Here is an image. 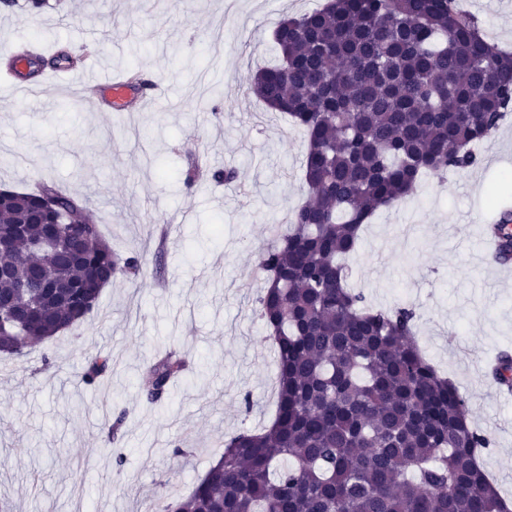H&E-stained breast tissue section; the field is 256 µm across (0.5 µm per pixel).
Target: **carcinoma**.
Listing matches in <instances>:
<instances>
[{
  "label": "carcinoma",
  "mask_w": 512,
  "mask_h": 512,
  "mask_svg": "<svg viewBox=\"0 0 512 512\" xmlns=\"http://www.w3.org/2000/svg\"><path fill=\"white\" fill-rule=\"evenodd\" d=\"M277 62L251 92L308 138L309 201L273 235L260 316L275 342L277 410L243 431L189 495L146 512H508L478 461L491 444L466 397L414 340L408 305L375 308L351 288L343 258L374 213L416 194L428 172L480 162L512 113V53L454 0H327L273 33ZM87 201L55 184L0 189V353L14 357L85 320L100 277L142 269L88 217ZM512 210L485 226L512 260ZM188 367L169 350L139 392L161 402ZM111 368L88 359L95 386ZM488 377L512 388V352Z\"/></svg>",
  "instance_id": "obj_1"
}]
</instances>
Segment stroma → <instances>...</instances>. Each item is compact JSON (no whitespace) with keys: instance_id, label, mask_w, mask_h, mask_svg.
<instances>
[{"instance_id":"obj_1","label":"stroma","mask_w":512,"mask_h":512,"mask_svg":"<svg viewBox=\"0 0 512 512\" xmlns=\"http://www.w3.org/2000/svg\"><path fill=\"white\" fill-rule=\"evenodd\" d=\"M325 0H49L0 12V62L21 42L89 57L99 71L137 69L164 99L137 112L77 107L51 80L22 95L0 79V187L53 182L88 197L89 215L141 274L103 289L99 311L24 356H0V506L9 512H145L188 495L230 436L271 422L275 350L259 312V257L270 225L307 199L302 132L249 91L275 60L276 23ZM486 37L512 51V0H464ZM234 168L228 185L211 173ZM512 197V118L472 169L423 179L378 211L351 261L378 307L420 313L416 339L492 440L480 462L512 500V401L490 394L482 360L512 349V285L478 251L495 202ZM184 351L188 376L157 404L144 367ZM107 355L98 386L82 375ZM128 416L117 443L103 429ZM125 456L116 467L114 448Z\"/></svg>"}]
</instances>
